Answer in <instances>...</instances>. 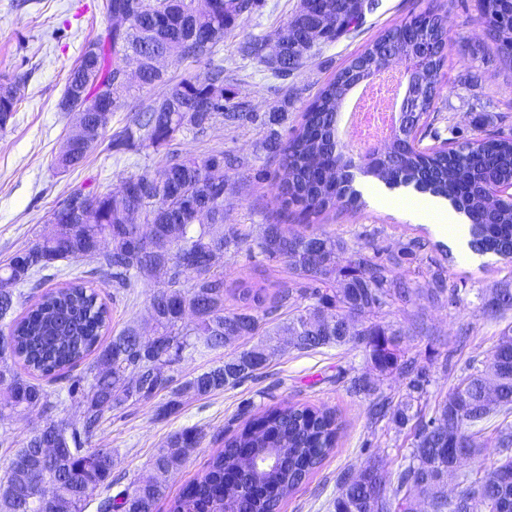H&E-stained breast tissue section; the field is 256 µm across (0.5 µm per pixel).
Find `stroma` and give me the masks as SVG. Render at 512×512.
Here are the masks:
<instances>
[{
    "label": "stroma",
    "instance_id": "obj_1",
    "mask_svg": "<svg viewBox=\"0 0 512 512\" xmlns=\"http://www.w3.org/2000/svg\"><path fill=\"white\" fill-rule=\"evenodd\" d=\"M434 2L382 0L379 10L367 17L357 33L314 54L283 88L261 66L243 60L239 47L252 36L273 34L298 9L300 0H257L251 14L220 43L215 58L235 70L229 89L251 111L261 115L284 112L294 125L305 106L348 59L384 28L425 11ZM447 2L445 24L452 45L435 108L444 126L459 127L464 135L476 134L484 122L512 134V112L501 111L502 101H512V70L502 68L486 32L468 24L460 0ZM107 25L102 0H0V77L21 79L17 111L7 129L0 131V261L48 233L49 214L73 188L112 190L129 175L151 173L162 164L163 148L137 145L117 152L104 144L77 169L62 171L55 165L72 127L71 114L60 107L68 72L85 43ZM265 135L258 126L228 131L216 123L205 137L185 134L182 144L195 154L220 147L251 160ZM224 209L231 223L254 233L261 225L277 221L293 230L298 227L296 219L282 208L269 179L231 175L224 189ZM316 225L367 252L395 251L412 239L426 240L427 248L416 263L394 269L396 277L415 283L416 293L408 304L384 307L378 319L403 332L406 358L427 370L429 383L418 407L424 417H432L436 404L447 400L462 369L469 362L485 361L501 330L512 324V311L495 319L481 309L482 296L497 288L512 289V266L492 254L458 253L440 226L400 203L382 204L367 198L361 209L336 210ZM218 267L230 287L241 280L273 286L289 277L284 263L268 261L257 248L246 245L225 254ZM436 272L455 295L456 305L428 298L424 287ZM162 286L157 278L125 290L99 282V292L112 310L113 331L138 322L143 335H152L144 317L151 293ZM372 376L362 348L345 345L305 352L286 345L265 368L240 385L202 398H182L176 414H160L170 397L166 391L123 411L106 413L98 442L112 448V477L124 488L135 477L149 476L147 463L152 453L172 433L191 426L201 430L199 448L167 476V496L155 506V512H169L171 500L205 472L211 456L248 422L288 404L326 408L342 420L337 446L303 486L282 501L280 512H333L331 502L343 474L375 462L382 476L392 478L405 465L412 446V428L398 429L371 415L372 404L379 397L395 402L405 397L406 377L395 373L379 378L376 392L370 395L353 390L355 378ZM43 423L37 412L0 421V469Z\"/></svg>",
    "mask_w": 512,
    "mask_h": 512
}]
</instances>
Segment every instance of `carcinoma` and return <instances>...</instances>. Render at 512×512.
Returning <instances> with one entry per match:
<instances>
[{
    "label": "carcinoma",
    "instance_id": "carcinoma-1",
    "mask_svg": "<svg viewBox=\"0 0 512 512\" xmlns=\"http://www.w3.org/2000/svg\"><path fill=\"white\" fill-rule=\"evenodd\" d=\"M254 2L104 0L106 16H126L130 26L121 32L110 25L84 46L61 101L72 117L92 123L95 116L121 106L132 90L122 69L130 50L138 49L142 56L140 87L169 82L153 63L157 55L205 60L208 68L204 76L183 77L163 96L141 104L132 125L110 141L117 150L135 139L145 147H165L155 172L131 175L113 191L72 189L47 220L53 231L0 265V322L7 329L0 344V389L5 393L0 420L35 411L46 418L8 462L0 479V512H84L96 497L98 512H154L166 494L162 482L134 481L110 495L112 449L95 445L104 415L155 398L172 382L167 369L198 352L224 348L232 336L261 335L265 340L179 384L162 414L176 412L184 393L202 397L240 384L267 365L279 337L291 336L301 351L362 345L379 375L405 372V399H380L372 405V415L389 418L399 429L417 417L415 394L424 390L429 376L417 363L401 362L405 336L373 317L392 301L410 300L412 284L396 282L390 273L425 243L413 240L384 258L378 250L370 254L351 248L324 230L299 232L286 224H264L255 245L268 260L289 267L291 282L278 286L269 304L265 289L247 282L229 289L224 272L207 259L214 249L225 254L248 239L224 211L226 174L242 170L266 180L269 171L265 166L251 170L221 149L184 151L176 140L185 132L202 135L216 121L230 130L256 122L269 128L260 150L265 162L277 164V197L307 224L339 208H358L361 193L353 183L359 174L388 189L411 187L447 200L468 220L473 252L512 262V199L498 192V187L512 185V136L493 132L465 137L450 127V138L443 140L436 126L441 118L433 115L451 43L439 12L445 4L428 11L430 23L420 30L405 23L384 29L336 71L284 140L277 127L288 113L261 118L245 103L232 101L224 87L230 75L212 59ZM378 7L379 0H311L308 10L295 11L280 27L276 41L255 36L243 46V56L284 82L305 57L357 31ZM470 20L485 28L512 70V0H477ZM425 40L432 43L433 53L405 77L406 84L421 91L413 111L398 116L384 141L351 149L339 127L347 96L355 85L375 81L389 60L418 58ZM17 104V81H1V131L11 123ZM427 137L441 144L420 147ZM146 227L156 238V247L149 250L141 248ZM103 240L108 249L99 259L100 271L112 287L131 288L160 274L167 279V287L152 293L147 307L156 337L152 347L142 344L135 325L102 341L110 329V310L81 277L40 292L48 279L44 271L59 261L84 258ZM314 241L321 243L323 256L311 265L306 257ZM185 250L202 258L190 279L179 264ZM230 298L232 306L226 305ZM299 300L306 305H297ZM20 306L24 311L17 316ZM482 308L491 316L512 309V290L493 291L483 297ZM191 310L197 317L189 327L184 315ZM354 311L359 320L352 329L339 321L325 323L327 312L341 318ZM93 353L104 369L71 375ZM33 377L69 379L67 398L51 400ZM68 400L81 408L75 423L54 415ZM494 413H512L511 325L500 332L488 362L464 369L448 401L429 420L416 423L408 463L395 478H379L371 464L361 470V478L343 476L332 501L334 512H512L511 422L494 429L501 454L496 465L463 472L454 467L459 454L470 459L481 455L488 443L484 426ZM340 429L341 420L331 411L297 404L272 409L224 443L205 473L171 503L170 512H224L226 502L236 512H274L336 447ZM201 439L198 428H183L155 450L149 465L156 472L173 469ZM247 453L275 455L280 464L253 472L244 492L238 485L239 465ZM450 478L458 487L453 497L447 490Z\"/></svg>",
    "mask_w": 512,
    "mask_h": 512
}]
</instances>
